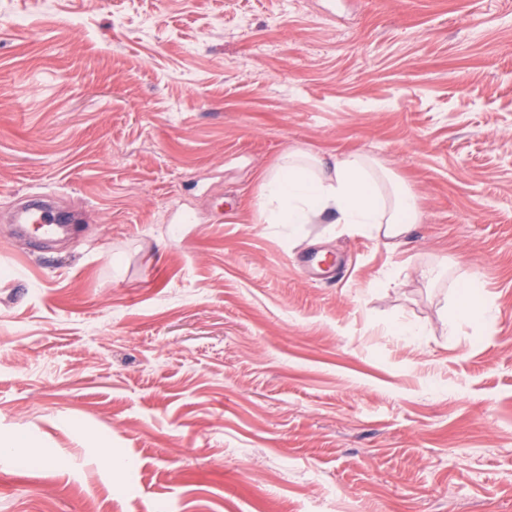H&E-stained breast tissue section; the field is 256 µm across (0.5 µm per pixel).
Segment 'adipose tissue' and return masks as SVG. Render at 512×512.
I'll list each match as a JSON object with an SVG mask.
<instances>
[{
    "label": "adipose tissue",
    "mask_w": 512,
    "mask_h": 512,
    "mask_svg": "<svg viewBox=\"0 0 512 512\" xmlns=\"http://www.w3.org/2000/svg\"><path fill=\"white\" fill-rule=\"evenodd\" d=\"M257 219L292 234L322 219L395 247L418 211L412 193L362 153L325 158L291 150L260 176Z\"/></svg>",
    "instance_id": "adipose-tissue-1"
}]
</instances>
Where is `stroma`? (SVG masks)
Returning a JSON list of instances; mask_svg holds the SVG:
<instances>
[{
  "instance_id": "obj_1",
  "label": "stroma",
  "mask_w": 512,
  "mask_h": 512,
  "mask_svg": "<svg viewBox=\"0 0 512 512\" xmlns=\"http://www.w3.org/2000/svg\"><path fill=\"white\" fill-rule=\"evenodd\" d=\"M290 149L368 154L418 223H257ZM35 193L72 237L10 240ZM19 433L0 512H512V0H0ZM487 311L482 284L479 279L472 278L460 289L457 315L463 320L483 323L486 321Z\"/></svg>"
}]
</instances>
